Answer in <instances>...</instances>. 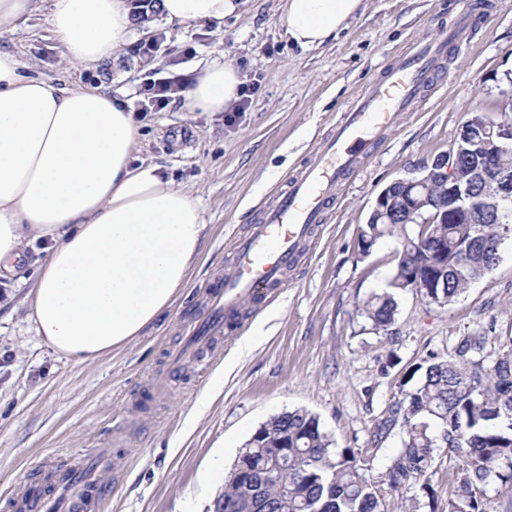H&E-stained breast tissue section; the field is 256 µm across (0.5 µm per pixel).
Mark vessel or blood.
<instances>
[{
    "mask_svg": "<svg viewBox=\"0 0 512 512\" xmlns=\"http://www.w3.org/2000/svg\"><path fill=\"white\" fill-rule=\"evenodd\" d=\"M479 8L478 0H471L438 38L414 43L380 76L367 81L336 130L238 238L231 270L212 287L193 335L217 339L241 329L242 299H250L258 311L272 299L274 289L284 287L314 225L324 221L337 186L379 147L397 114L438 85L439 66L449 44L460 40ZM111 461V449L100 448L78 466H44L43 480L26 496L13 499L11 508L13 512H98L104 488L97 475Z\"/></svg>",
    "mask_w": 512,
    "mask_h": 512,
    "instance_id": "vessel-or-blood-1",
    "label": "vessel or blood"
}]
</instances>
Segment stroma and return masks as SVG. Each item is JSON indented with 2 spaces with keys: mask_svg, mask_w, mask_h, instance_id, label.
<instances>
[{
  "mask_svg": "<svg viewBox=\"0 0 512 512\" xmlns=\"http://www.w3.org/2000/svg\"><path fill=\"white\" fill-rule=\"evenodd\" d=\"M55 2L37 0L33 13L0 26V48L20 58L24 75L120 91L143 133L137 158L161 165L199 200L206 244L163 319L86 365L49 350L23 303L46 243L31 242L17 276L0 277V512L40 480L41 463L70 465L107 446L104 512H214L224 484L205 482L212 460L223 457L232 472L258 427L296 409L319 417L336 448L377 444L370 473L379 476L401 435H378L377 426L408 370L432 354L454 355L480 333L490 356L512 337V237L497 266L447 306L399 292L396 335L365 330L357 314L385 288L397 259L393 236L362 255L359 228L383 188L447 153L469 109L497 111L512 75V0H488L471 31L449 45L442 86L399 113L396 128L344 181L287 288L250 316L244 332L186 356L174 372L170 352L203 310L206 290L223 278L236 237L275 201L356 92L411 41L434 39L455 9L448 0H363L348 28L312 49L289 38L279 0H239L220 23L169 24L156 13L132 24L118 60L76 69L47 22ZM212 61L233 64L254 89L235 123L222 112L191 110L180 90L163 109H143L147 83L192 84ZM392 355L397 364H389Z\"/></svg>",
  "mask_w": 512,
  "mask_h": 512,
  "instance_id": "35a3bbf8",
  "label": "stroma"
}]
</instances>
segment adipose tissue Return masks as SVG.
Segmentation results:
<instances>
[{
    "mask_svg": "<svg viewBox=\"0 0 512 512\" xmlns=\"http://www.w3.org/2000/svg\"><path fill=\"white\" fill-rule=\"evenodd\" d=\"M363 0H281L290 38L323 45ZM171 24L233 14L236 0H159ZM49 23L71 66L116 58L132 25L126 0H56ZM0 49V271L28 239L52 241L26 295L43 344L75 364L96 361L156 324L189 284L205 244L203 213L159 165L137 161L140 126L100 88L64 89L21 73ZM230 63L205 65L190 108L221 112L240 97Z\"/></svg>",
    "mask_w": 512,
    "mask_h": 512,
    "instance_id": "ef3b65f1",
    "label": "adipose tissue"
}]
</instances>
